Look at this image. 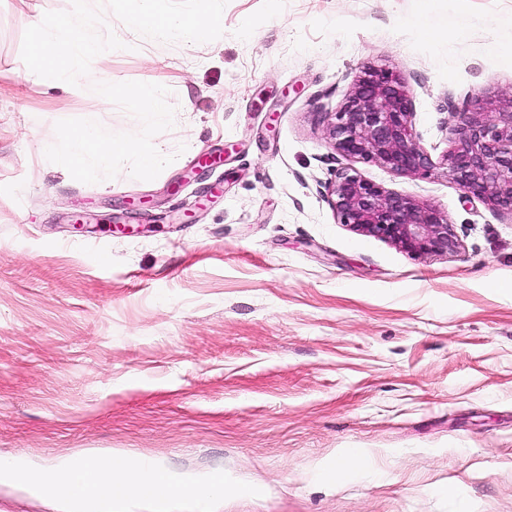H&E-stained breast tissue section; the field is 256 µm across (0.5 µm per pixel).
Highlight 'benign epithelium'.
<instances>
[{
  "instance_id": "1",
  "label": "benign epithelium",
  "mask_w": 512,
  "mask_h": 512,
  "mask_svg": "<svg viewBox=\"0 0 512 512\" xmlns=\"http://www.w3.org/2000/svg\"><path fill=\"white\" fill-rule=\"evenodd\" d=\"M413 100L400 75L368 67L334 112L328 136L336 153L374 162L398 175L431 172L413 125ZM448 174L465 197L512 216V97L475 94L453 113ZM328 202L338 223L387 240L414 256L454 254L461 241L448 216L432 205L391 191L346 167L336 173Z\"/></svg>"
}]
</instances>
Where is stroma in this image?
I'll use <instances>...</instances> for the list:
<instances>
[{
  "label": "stroma",
  "mask_w": 512,
  "mask_h": 512,
  "mask_svg": "<svg viewBox=\"0 0 512 512\" xmlns=\"http://www.w3.org/2000/svg\"><path fill=\"white\" fill-rule=\"evenodd\" d=\"M71 0H0V455L133 453L259 488L217 512H512V216L447 173L452 109L512 95V0H229L224 34L124 42L92 70L169 88L176 159L95 184L54 125L139 131L52 84L23 34ZM409 87L427 176L357 163L447 214L458 253L339 224L330 114L365 66ZM362 470L334 477L352 449ZM0 512H61L0 482Z\"/></svg>",
  "instance_id": "35a3bbf8"
}]
</instances>
